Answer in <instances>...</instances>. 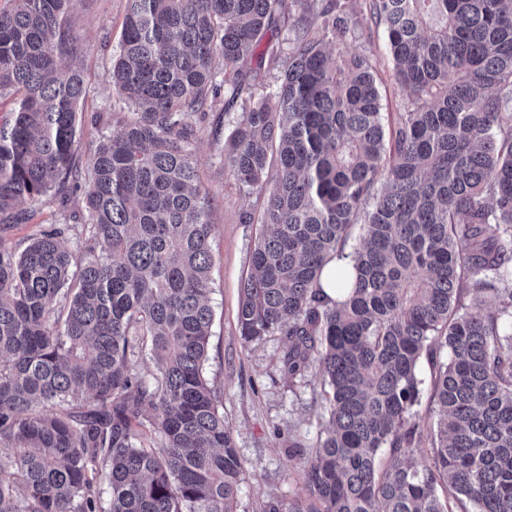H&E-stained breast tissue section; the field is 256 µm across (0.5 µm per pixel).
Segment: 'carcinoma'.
I'll return each mask as SVG.
<instances>
[{"mask_svg":"<svg viewBox=\"0 0 512 512\" xmlns=\"http://www.w3.org/2000/svg\"><path fill=\"white\" fill-rule=\"evenodd\" d=\"M127 2L109 79L129 111L84 169L71 0L0 8V216L72 188L87 212L76 253L66 224L0 241V512H237L192 122L220 89L241 109L224 165L263 198L240 338L278 337L325 412L291 445L306 493L268 512H512V0H368L394 116L367 57L311 34L342 36L345 0ZM288 27L285 53L267 37Z\"/></svg>","mask_w":512,"mask_h":512,"instance_id":"carcinoma-1","label":"carcinoma"}]
</instances>
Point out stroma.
<instances>
[{"mask_svg": "<svg viewBox=\"0 0 512 512\" xmlns=\"http://www.w3.org/2000/svg\"><path fill=\"white\" fill-rule=\"evenodd\" d=\"M127 0H74L68 20L76 40L78 60L90 92L81 103L77 154L88 164L100 140L115 132L112 115L126 111L125 102L107 78L118 51ZM345 47L368 57L382 78L384 111H403L406 91L392 77L381 28L375 26L364 0H355L343 36ZM232 113L224 97H217L205 112L194 117L196 159L203 190L212 200L214 234L212 291L214 319L209 339L206 376L224 390V419L229 424L245 464L237 512H265L270 500L288 501L302 492L298 460L290 446L313 443L323 410L311 386L289 383L280 369V344L268 338L244 347L238 329L240 284L249 264L253 225L242 223L243 213L259 205L255 192L243 188L224 167V145L231 131ZM29 220L0 222V242L21 249L31 235L55 224L68 225L64 243L76 249L85 233L81 191L71 192L67 203L46 198L29 203Z\"/></svg>", "mask_w": 512, "mask_h": 512, "instance_id": "obj_1", "label": "stroma"}]
</instances>
